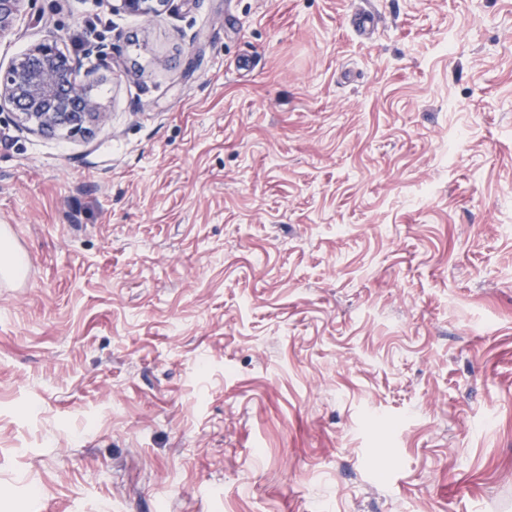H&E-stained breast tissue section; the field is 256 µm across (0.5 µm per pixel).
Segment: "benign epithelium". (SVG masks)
Segmentation results:
<instances>
[{
	"instance_id": "obj_1",
	"label": "benign epithelium",
	"mask_w": 512,
	"mask_h": 512,
	"mask_svg": "<svg viewBox=\"0 0 512 512\" xmlns=\"http://www.w3.org/2000/svg\"><path fill=\"white\" fill-rule=\"evenodd\" d=\"M34 0H0V34L7 31L24 5ZM127 13L147 15L169 0H118ZM80 60L61 52L47 39L0 74V110L9 105L24 125L44 134L81 133L105 118L100 106L76 83Z\"/></svg>"
}]
</instances>
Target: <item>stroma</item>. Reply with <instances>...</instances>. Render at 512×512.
I'll use <instances>...</instances> for the list:
<instances>
[{
  "mask_svg": "<svg viewBox=\"0 0 512 512\" xmlns=\"http://www.w3.org/2000/svg\"><path fill=\"white\" fill-rule=\"evenodd\" d=\"M50 35L107 119L0 110V512H512V0H34L0 69Z\"/></svg>",
  "mask_w": 512,
  "mask_h": 512,
  "instance_id": "obj_1",
  "label": "stroma"
}]
</instances>
